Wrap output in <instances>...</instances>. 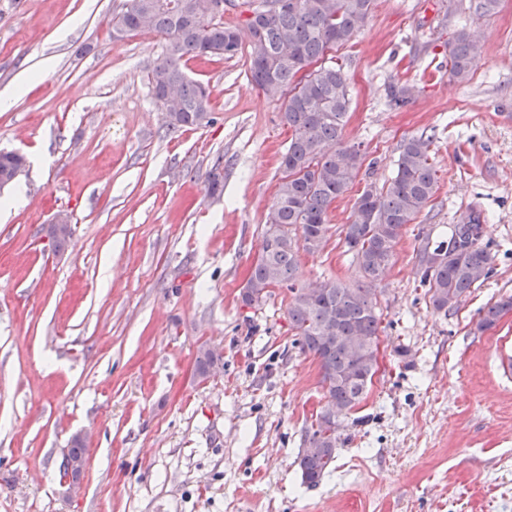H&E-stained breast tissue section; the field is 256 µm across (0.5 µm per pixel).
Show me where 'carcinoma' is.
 <instances>
[{"label":"carcinoma","instance_id":"carcinoma-1","mask_svg":"<svg viewBox=\"0 0 512 512\" xmlns=\"http://www.w3.org/2000/svg\"><path fill=\"white\" fill-rule=\"evenodd\" d=\"M374 0H262L251 9L244 26L212 16L218 0H127L112 15V29L120 34L142 29L141 15H149L148 29L166 43V54L148 75L156 104L166 114L170 131L212 122L211 92L190 78L182 67L188 58H233L250 48L251 82L265 95L284 102L281 122L291 131L281 157V177L266 223L281 233L265 240L260 259L252 266L242 294L246 306H259V292L285 288L289 293L288 320L296 343L320 363L329 406L349 414L366 396L377 372L374 342L382 314L371 286L393 263L403 228L412 223L435 193L436 171L429 159L433 136H413L399 147L395 176L377 189L368 186L357 198L352 220L341 226L346 252L352 256L368 287L350 288L335 280L321 283L316 294L299 284V249L319 248L329 231L333 203L357 178L364 153L343 145L351 104L350 79L343 66H309L337 46L348 43L369 18ZM481 47L462 29L448 48V67L463 82L477 64ZM388 104L406 107L412 88L401 81L388 87ZM16 152L0 151V189L23 171ZM420 286L437 313L458 309L478 283L493 271V255L482 242L480 213L455 224L446 240L424 239L419 252ZM512 311V296L482 310L476 329L484 331ZM337 423L321 413L305 432L314 452L298 453L302 481L319 484L336 459Z\"/></svg>","mask_w":512,"mask_h":512}]
</instances>
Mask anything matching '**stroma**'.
I'll return each instance as SVG.
<instances>
[{
	"label": "stroma",
	"instance_id": "obj_1",
	"mask_svg": "<svg viewBox=\"0 0 512 512\" xmlns=\"http://www.w3.org/2000/svg\"><path fill=\"white\" fill-rule=\"evenodd\" d=\"M123 3L0 0V150L27 159L0 190V204L23 197L0 217V512H512V311L476 330L512 295V0L491 14L375 0L329 53L350 77L344 142L365 160L323 245L300 251L301 284L359 283L338 229L394 176L404 139L432 135L437 190L376 284L378 372L313 487L297 455L327 406L319 361L294 342L285 289L241 300L288 146L283 104L246 55L191 59L213 121L168 132L148 84L165 43L114 34ZM463 28L482 53L460 82L448 45ZM394 79L413 88L400 110ZM474 208L494 271L434 312L417 233L447 238ZM60 214L75 233L55 251L41 229ZM206 348L221 364L202 378ZM81 433L75 487L62 463ZM506 311H512V296L502 297L494 304L483 309L480 312L482 314L476 325L477 331H484L494 326L500 316Z\"/></svg>",
	"mask_w": 512,
	"mask_h": 512
}]
</instances>
